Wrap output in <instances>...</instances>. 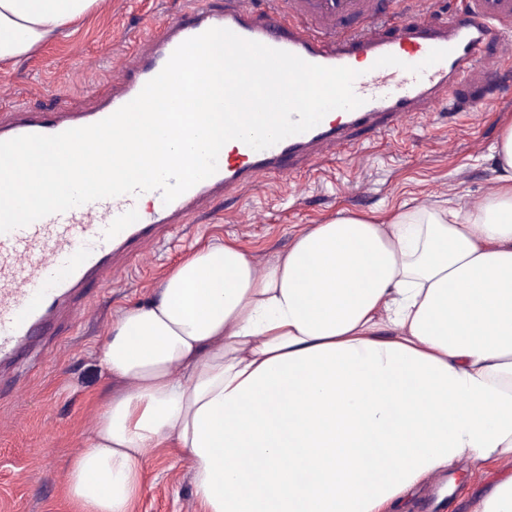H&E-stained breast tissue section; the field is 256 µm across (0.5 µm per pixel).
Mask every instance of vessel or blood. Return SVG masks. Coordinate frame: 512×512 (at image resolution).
I'll list each match as a JSON object with an SVG mask.
<instances>
[{
  "mask_svg": "<svg viewBox=\"0 0 512 512\" xmlns=\"http://www.w3.org/2000/svg\"><path fill=\"white\" fill-rule=\"evenodd\" d=\"M436 2L224 0L216 8L186 0L180 11L120 34L124 56L104 88L87 91V106L60 92L55 112H33L0 88V141L91 125L135 98L182 42L219 27L312 64L357 70L353 90L364 100L260 151L231 141L216 173L171 203L157 190L125 194L0 234V374L45 346L59 324H75L89 283H116L215 198L239 199L262 180L316 172L325 160L361 149L358 131L391 135L435 104L481 111L493 70L512 63V0H463L442 21L433 18ZM492 42L500 49L493 60L486 54Z\"/></svg>",
  "mask_w": 512,
  "mask_h": 512,
  "instance_id": "1",
  "label": "vessel or blood"
}]
</instances>
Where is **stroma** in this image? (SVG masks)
I'll use <instances>...</instances> for the list:
<instances>
[{
  "label": "stroma",
  "mask_w": 512,
  "mask_h": 512,
  "mask_svg": "<svg viewBox=\"0 0 512 512\" xmlns=\"http://www.w3.org/2000/svg\"><path fill=\"white\" fill-rule=\"evenodd\" d=\"M184 0H96L90 13L16 65L0 68L21 101L41 112L83 53L87 85L101 84L119 61L118 29H137L148 17L177 11ZM512 116V71L498 79L481 112L457 119L446 106L410 121L396 136L373 141L363 152L328 162L318 178L272 179L243 201L215 200L191 224L179 228L147 270H129L116 288H92L98 312L93 322L62 329L61 343L23 373V393L0 397V512H73L64 487L67 462L86 445L108 385L96 358L112 321L131 306L149 301L166 275L200 246L233 241L257 265L287 248L308 224H324L339 212L387 216L402 203L412 208L481 202L495 187L499 169L493 146L500 119ZM145 489L132 512H204L194 493L189 456L163 444L142 458ZM512 471V458L486 472L463 464L444 512H470L491 472Z\"/></svg>",
  "instance_id": "35a3bbf8"
}]
</instances>
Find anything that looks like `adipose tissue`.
Returning <instances> with one entry per match:
<instances>
[{"mask_svg":"<svg viewBox=\"0 0 512 512\" xmlns=\"http://www.w3.org/2000/svg\"><path fill=\"white\" fill-rule=\"evenodd\" d=\"M96 0H0V64ZM476 206L339 213L257 268L181 261L98 361L120 387L68 468L74 512H131L141 459L187 452L206 512H395L449 462L512 456V122Z\"/></svg>","mask_w":512,"mask_h":512,"instance_id":"1","label":"adipose tissue"}]
</instances>
